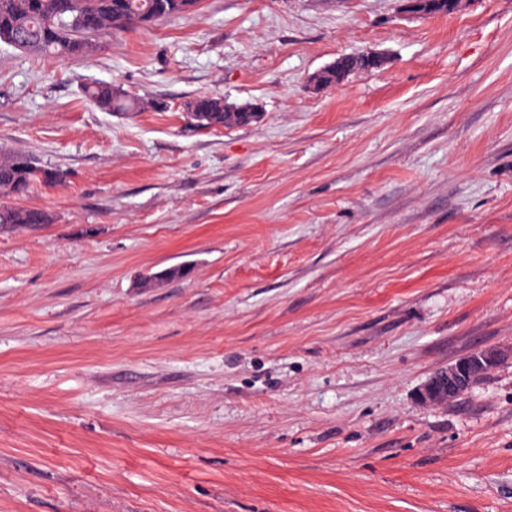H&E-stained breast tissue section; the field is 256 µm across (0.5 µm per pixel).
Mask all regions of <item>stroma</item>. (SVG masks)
<instances>
[{
    "label": "stroma",
    "mask_w": 512,
    "mask_h": 512,
    "mask_svg": "<svg viewBox=\"0 0 512 512\" xmlns=\"http://www.w3.org/2000/svg\"><path fill=\"white\" fill-rule=\"evenodd\" d=\"M203 92L263 119L197 128ZM1 151L67 179L0 227V512H512V360L415 399L512 346V0H199L86 59L0 44ZM84 97L105 112H144L154 103L129 94L115 83H95L84 87ZM511 358V347L476 349L472 354L434 371L418 388L416 399L422 405H442L455 399L471 385L472 388L489 367L494 368L505 359ZM476 380L478 381L474 383Z\"/></svg>",
    "instance_id": "stroma-1"
}]
</instances>
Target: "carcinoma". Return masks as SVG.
Wrapping results in <instances>:
<instances>
[{
  "label": "carcinoma",
  "instance_id": "1",
  "mask_svg": "<svg viewBox=\"0 0 512 512\" xmlns=\"http://www.w3.org/2000/svg\"><path fill=\"white\" fill-rule=\"evenodd\" d=\"M167 8L152 10L153 0H0V43L35 55H92L96 41L185 14L198 0H164ZM84 97L105 112H143L154 103L132 95L115 83H95L84 87ZM199 127L246 126L235 116H224V97L200 94L194 98ZM66 174L45 168L29 154H0V225L26 227L48 224L51 216L38 208L16 201L38 185L53 186Z\"/></svg>",
  "mask_w": 512,
  "mask_h": 512
}]
</instances>
